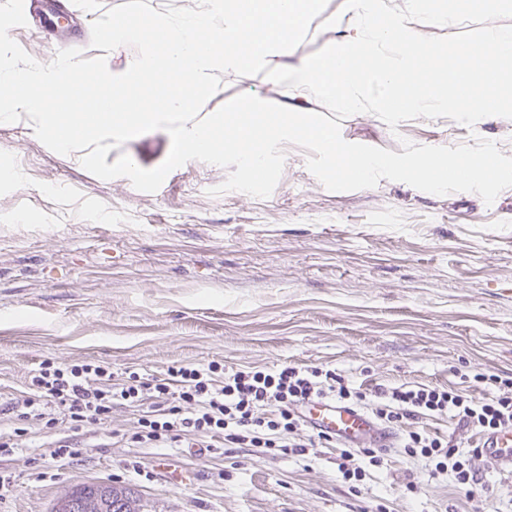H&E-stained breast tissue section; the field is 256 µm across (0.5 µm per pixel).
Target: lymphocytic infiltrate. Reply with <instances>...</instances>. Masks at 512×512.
<instances>
[{"mask_svg":"<svg viewBox=\"0 0 512 512\" xmlns=\"http://www.w3.org/2000/svg\"><path fill=\"white\" fill-rule=\"evenodd\" d=\"M473 380L494 388V395L477 399L453 388L407 383L366 389L330 369L291 365L229 372L211 361L172 366L158 376L132 371L119 377L106 363L45 360L33 370L28 390L16 404L20 427L0 436V454L19 449L27 425L35 423L58 431L50 456L65 465L78 453L70 432L105 423L117 406L137 413L126 439L143 448H173L190 433L264 454L301 453L326 436L306 433L300 410L311 399L327 397L372 406L381 424L401 429L406 456L425 461L433 474L448 475L470 496L483 482L481 448L430 433L426 422L445 416L479 434L511 426L512 379L478 372ZM385 454L371 445L340 449L338 470L344 480L359 483L367 466L381 465Z\"/></svg>","mask_w":512,"mask_h":512,"instance_id":"1","label":"lymphocytic infiltrate"}]
</instances>
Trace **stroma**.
Segmentation results:
<instances>
[{"label": "stroma", "instance_id": "stroma-1", "mask_svg": "<svg viewBox=\"0 0 512 512\" xmlns=\"http://www.w3.org/2000/svg\"><path fill=\"white\" fill-rule=\"evenodd\" d=\"M125 0H74L70 36L17 28L33 59L77 48L97 57L91 24ZM327 0L283 68L323 46ZM345 141L400 152L417 145L495 141L512 156V119L474 128L420 117L390 129L370 113L341 122ZM171 148L161 129L111 150L153 169ZM282 176L265 199L211 195L229 169L201 161L168 175L153 193L100 179L75 155L44 146L27 121L0 123V165L23 182L0 184V433L43 360H100L115 373L160 375L177 364L226 369L285 364L333 369L356 383L464 387L481 371L512 377V188L493 204L473 192L437 196L383 179L332 192L309 171L308 150L285 145ZM132 412L75 432L80 454L62 468L53 434L30 427L25 449L0 455L14 487L0 512H51L73 487L105 482L133 491L143 512H512V482L484 472L468 496L400 449L368 467L358 490L337 470V450L266 455L253 448H139L123 440ZM166 457L191 470L184 484L157 471ZM140 471H133V464ZM417 482L418 493L406 491Z\"/></svg>", "mask_w": 512, "mask_h": 512}]
</instances>
